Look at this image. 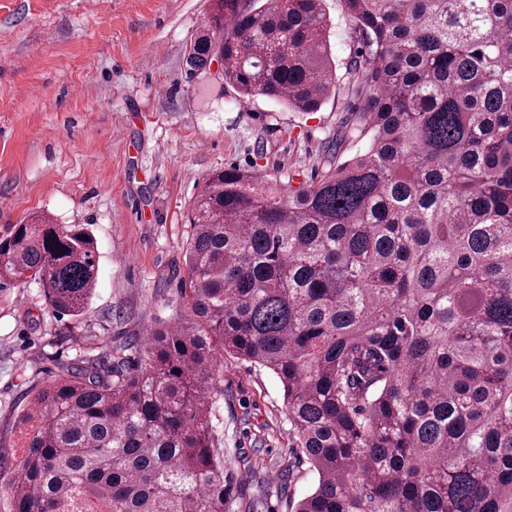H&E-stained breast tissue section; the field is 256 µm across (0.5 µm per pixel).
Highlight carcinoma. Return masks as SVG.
I'll return each mask as SVG.
<instances>
[{
	"label": "carcinoma",
	"mask_w": 512,
	"mask_h": 512,
	"mask_svg": "<svg viewBox=\"0 0 512 512\" xmlns=\"http://www.w3.org/2000/svg\"><path fill=\"white\" fill-rule=\"evenodd\" d=\"M363 50L353 158L297 191L226 168L190 204L183 310L27 393L13 512H226L230 353L277 376L317 475L296 512H512V0H342ZM312 112L324 0H213L188 69ZM74 319L84 224L0 232V285Z\"/></svg>",
	"instance_id": "obj_1"
}]
</instances>
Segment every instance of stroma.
Masks as SVG:
<instances>
[{
	"instance_id": "1",
	"label": "stroma",
	"mask_w": 512,
	"mask_h": 512,
	"mask_svg": "<svg viewBox=\"0 0 512 512\" xmlns=\"http://www.w3.org/2000/svg\"><path fill=\"white\" fill-rule=\"evenodd\" d=\"M209 0H0V229L34 213L87 225L99 283L75 332L39 283L0 288V512L17 462L13 425L27 391L59 366L168 323L183 305L187 207L205 177L239 167L296 189L361 148L337 145L363 100L346 65L357 43L341 0L332 22L336 86L317 111L244 99L190 74L184 51ZM227 512H295L317 477L302 459L279 379L225 356Z\"/></svg>"
}]
</instances>
